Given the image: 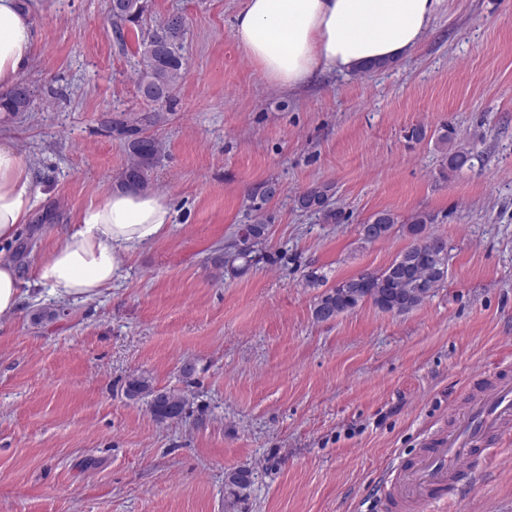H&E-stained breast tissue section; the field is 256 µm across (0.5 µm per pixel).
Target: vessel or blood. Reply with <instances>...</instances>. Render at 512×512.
Listing matches in <instances>:
<instances>
[{"label": "vessel or blood", "instance_id": "1", "mask_svg": "<svg viewBox=\"0 0 512 512\" xmlns=\"http://www.w3.org/2000/svg\"><path fill=\"white\" fill-rule=\"evenodd\" d=\"M512 436V371L478 381L451 426L428 436L419 453L382 479L389 512H431L451 498L460 482H473L480 466Z\"/></svg>", "mask_w": 512, "mask_h": 512}]
</instances>
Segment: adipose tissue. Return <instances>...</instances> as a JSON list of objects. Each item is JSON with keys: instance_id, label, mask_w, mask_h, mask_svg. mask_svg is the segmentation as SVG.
Segmentation results:
<instances>
[{"instance_id": "ef3b65f1", "label": "adipose tissue", "mask_w": 512, "mask_h": 512, "mask_svg": "<svg viewBox=\"0 0 512 512\" xmlns=\"http://www.w3.org/2000/svg\"><path fill=\"white\" fill-rule=\"evenodd\" d=\"M443 0H245L235 42L271 83L299 87L320 73H349L409 56L436 20ZM35 37L21 0H0V89L28 70ZM37 197L33 172L15 147L0 143V245L28 223ZM164 195L114 187L79 209L71 228L41 257L34 285L58 301H91L111 290L126 258L169 229Z\"/></svg>"}]
</instances>
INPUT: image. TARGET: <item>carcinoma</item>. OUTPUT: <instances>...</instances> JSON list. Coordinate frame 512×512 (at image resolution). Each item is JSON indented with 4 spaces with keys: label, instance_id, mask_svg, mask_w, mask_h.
Masks as SVG:
<instances>
[{
    "label": "carcinoma",
    "instance_id": "cac0c4a2",
    "mask_svg": "<svg viewBox=\"0 0 512 512\" xmlns=\"http://www.w3.org/2000/svg\"><path fill=\"white\" fill-rule=\"evenodd\" d=\"M112 24L119 37H124L123 27L138 24L148 10V0H109ZM186 34L184 19L173 13L155 29L141 37L138 54L142 68L138 72V91L148 102L155 105L169 99L172 91L184 77L183 56L180 53ZM31 96L22 83L6 92H0V112L4 116H15L29 111ZM165 121L164 113H127L112 121V131L122 137L128 152V164L122 174V185L145 190L149 188L147 172L161 152L160 142L148 130ZM455 140V130L449 126L438 134L436 144L447 149L448 169L458 171L472 167L470 152L450 147ZM279 193L275 181L259 185L251 193L252 210L260 212ZM296 207L313 212L325 224H338L341 213L332 207L329 189L312 186L302 191L295 199ZM368 221L385 224L389 231L400 227L414 239V243L400 253L387 267L377 272L361 273L337 282L318 296L314 306V318L327 321L325 310L343 314L364 302L390 313H406L434 296L448 278L447 241L426 232L434 218L427 213H415L402 223L399 216L390 210L372 214ZM236 237L241 243L228 241L224 245V257L218 259L224 275L242 277L255 264L257 254L268 239V225L262 222L243 224ZM126 395L131 398H150L149 409L158 421L178 420L182 417L187 398L178 390H156L142 376L128 380ZM252 473L247 469H234L225 473V486L230 494L247 486Z\"/></svg>",
    "mask_w": 512,
    "mask_h": 512
}]
</instances>
